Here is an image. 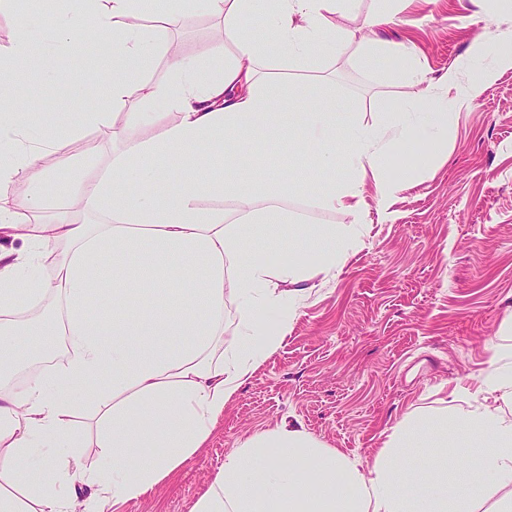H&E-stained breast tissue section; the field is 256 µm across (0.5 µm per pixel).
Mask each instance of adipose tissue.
I'll return each mask as SVG.
<instances>
[{
	"label": "adipose tissue",
	"instance_id": "1",
	"mask_svg": "<svg viewBox=\"0 0 512 512\" xmlns=\"http://www.w3.org/2000/svg\"><path fill=\"white\" fill-rule=\"evenodd\" d=\"M350 0H165L152 26L133 25L140 0H58L54 43L78 50L86 35L109 47L111 67L99 73L111 86L103 110L85 120L106 126L123 112V145L99 171L81 181L79 202L98 215L89 224L71 215L31 226L28 212L44 205L43 189L57 169L71 167L64 144L31 137L20 121L19 92L0 78V373L23 357L12 347L11 318L45 296L59 304L57 324L34 323L36 334L61 332L68 359L52 376L34 374L21 388H0V512H109L171 480L207 443L225 407L288 332L308 280L335 276L359 244L355 221L372 184L381 210L407 185L388 176L385 163L403 140L446 137L448 92L458 71L426 83L419 60L403 43L388 57L412 73L406 110L386 125L350 122L348 106L315 97L311 84L289 83L272 71L269 53L313 68L335 56L347 33L341 21ZM204 6L223 24L209 61L172 54L165 83L143 72L162 51L172 17ZM259 18L265 39L248 28ZM152 125L159 138L136 133ZM291 135L305 165L342 163L355 182L322 183L319 205L354 216L353 224L318 228L300 223L271 191L248 155L234 144L268 143ZM223 176L209 175L215 151ZM181 168L165 165L169 157ZM27 179L30 193L16 201L9 185ZM221 206H212V199ZM304 235L303 250L270 255L266 241ZM27 243L15 249V240ZM52 261L44 278L37 269ZM288 291L273 288V281ZM234 301L238 323L224 333V305ZM278 318L269 330L265 315ZM99 380L87 388L88 380ZM476 388L455 386L445 407L417 410L392 427L369 472L303 429L285 425L253 434L224 457V466L191 512H481L484 499L506 490L512 512V348H498ZM95 419V464L77 453L78 411ZM462 434L479 439V457ZM419 444L430 473L411 484L400 460ZM468 465L469 488L449 477ZM40 479H32V471Z\"/></svg>",
	"mask_w": 512,
	"mask_h": 512
}]
</instances>
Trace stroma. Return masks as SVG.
<instances>
[{
	"instance_id": "1",
	"label": "stroma",
	"mask_w": 512,
	"mask_h": 512,
	"mask_svg": "<svg viewBox=\"0 0 512 512\" xmlns=\"http://www.w3.org/2000/svg\"><path fill=\"white\" fill-rule=\"evenodd\" d=\"M393 11L397 24L362 29L369 13ZM53 14L17 0L0 8V49L18 24L48 30ZM348 38L335 58L315 69L292 67L290 78L315 81L319 97L349 98L356 119L382 124L403 100L410 80L384 63L383 44L404 42L416 53L430 82L465 60L470 46L485 45L483 57L461 74L462 84L481 83L480 94L462 100L448 93V139L404 146L388 167L399 174L412 156L434 154L435 170L414 176L384 217L368 199L365 245L330 280L313 277L280 348L240 388L224 410L205 447L179 469L174 481L150 497L132 500L119 512H191L214 480L227 452L247 436L279 424L306 430L326 447L372 464L393 425L419 407H436L442 389L473 386L487 367L493 346L502 344L501 323L512 317V68L495 70L499 54L512 52V7L493 0H353L345 22ZM223 25L198 11L173 19L172 37L184 54L208 60ZM35 49L31 65L15 80L37 106L26 124L53 128L68 137L77 166L57 172L45 187L46 221L57 209L75 205L78 180L112 156L111 128L86 125L70 134L79 104L106 101L109 86L98 78L107 66L99 43L84 42L52 65ZM494 69L490 83L482 75ZM261 159L278 156L295 171L280 185L290 209L309 224L351 223L341 211L316 206L314 181L300 166L287 140L253 145Z\"/></svg>"
}]
</instances>
